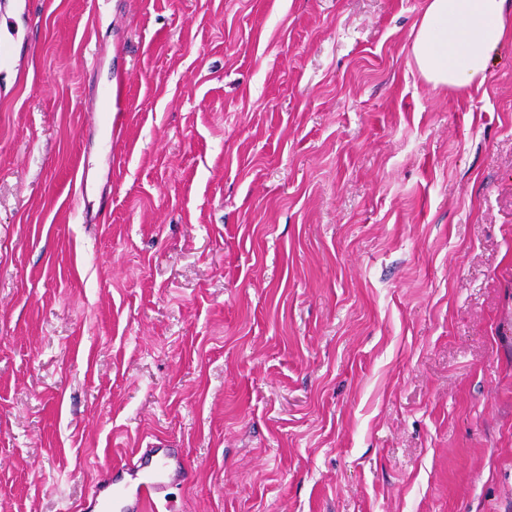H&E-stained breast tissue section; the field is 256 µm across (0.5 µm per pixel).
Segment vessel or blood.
Listing matches in <instances>:
<instances>
[{"label": "vessel or blood", "mask_w": 512, "mask_h": 512, "mask_svg": "<svg viewBox=\"0 0 512 512\" xmlns=\"http://www.w3.org/2000/svg\"><path fill=\"white\" fill-rule=\"evenodd\" d=\"M179 467L171 449H141L124 462L99 469L90 505L98 512H159L160 495ZM128 473L136 478L134 486L124 482Z\"/></svg>", "instance_id": "b4317fda"}]
</instances>
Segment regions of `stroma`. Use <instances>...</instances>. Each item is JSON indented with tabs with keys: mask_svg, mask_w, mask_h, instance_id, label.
<instances>
[{
	"mask_svg": "<svg viewBox=\"0 0 512 512\" xmlns=\"http://www.w3.org/2000/svg\"><path fill=\"white\" fill-rule=\"evenodd\" d=\"M426 4L0 9V512H512V40L432 89ZM9 33V36L0 34V69L4 68H16L17 56L21 55V51L23 48V43L25 38L22 41V45L19 48L17 41V33ZM123 90H124V83L122 79L117 78L115 87L111 86L107 92V98L110 103V109L108 112H105V115H101L97 117L96 113H91V119L94 121H100L104 124L106 130H107V136L109 138L110 144H111V152H112V137L115 133V125L112 126V97L115 98L116 101L123 100ZM180 468L170 448H140L124 462L98 470L88 507H98L99 512H159L167 480ZM126 473L137 479L132 488L123 484Z\"/></svg>",
	"mask_w": 512,
	"mask_h": 512,
	"instance_id": "1",
	"label": "stroma"
}]
</instances>
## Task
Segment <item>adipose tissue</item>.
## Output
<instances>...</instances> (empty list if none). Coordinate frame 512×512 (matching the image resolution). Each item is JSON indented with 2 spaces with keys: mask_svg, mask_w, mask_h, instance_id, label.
I'll list each match as a JSON object with an SVG mask.
<instances>
[{
  "mask_svg": "<svg viewBox=\"0 0 512 512\" xmlns=\"http://www.w3.org/2000/svg\"><path fill=\"white\" fill-rule=\"evenodd\" d=\"M507 14V0H427L411 42L421 76L435 89L482 84L489 50L512 38Z\"/></svg>",
  "mask_w": 512,
  "mask_h": 512,
  "instance_id": "ef3b65f1",
  "label": "adipose tissue"
}]
</instances>
